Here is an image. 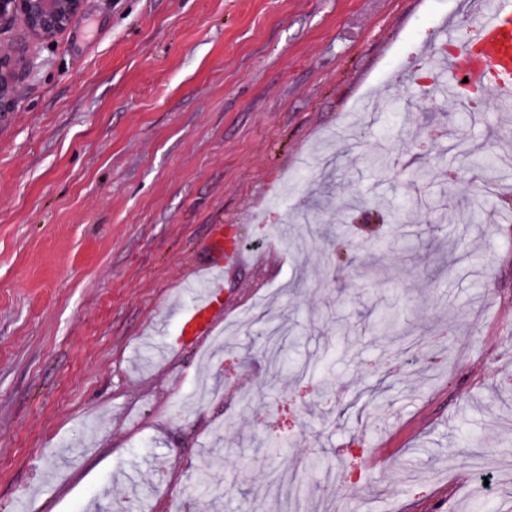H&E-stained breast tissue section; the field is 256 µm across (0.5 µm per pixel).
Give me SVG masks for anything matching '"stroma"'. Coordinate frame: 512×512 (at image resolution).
Instances as JSON below:
<instances>
[{"mask_svg":"<svg viewBox=\"0 0 512 512\" xmlns=\"http://www.w3.org/2000/svg\"><path fill=\"white\" fill-rule=\"evenodd\" d=\"M478 16L86 0L37 45L0 117V512H182L205 472L223 512H512V111L413 69ZM218 224L223 353L159 355ZM241 254L240 245H225L224 236L218 233L211 243L207 266L214 270H221L227 267L232 268L240 262Z\"/></svg>","mask_w":512,"mask_h":512,"instance_id":"1","label":"stroma"}]
</instances>
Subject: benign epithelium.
Segmentation results:
<instances>
[{"mask_svg":"<svg viewBox=\"0 0 512 512\" xmlns=\"http://www.w3.org/2000/svg\"><path fill=\"white\" fill-rule=\"evenodd\" d=\"M86 0H0V23L19 18L32 40H48L68 30L84 14ZM33 75L39 68L34 56L0 54V112H11L17 101L9 92L16 68Z\"/></svg>","mask_w":512,"mask_h":512,"instance_id":"1","label":"benign epithelium"}]
</instances>
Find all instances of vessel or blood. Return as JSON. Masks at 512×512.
I'll return each mask as SVG.
<instances>
[{
    "label": "vessel or blood",
    "mask_w": 512,
    "mask_h": 512,
    "mask_svg": "<svg viewBox=\"0 0 512 512\" xmlns=\"http://www.w3.org/2000/svg\"><path fill=\"white\" fill-rule=\"evenodd\" d=\"M471 40L479 47V54L451 53L440 62L441 69L453 77L449 96H457L465 85L481 88L490 84L500 103L511 105L512 0H482ZM241 254L240 245H225L219 236L211 243L207 265L214 270L231 268L239 263ZM232 295V289L213 288L197 298L192 308L181 314L179 334L167 341V348L193 345L209 336L227 310Z\"/></svg>",
    "instance_id": "b4317fda"
}]
</instances>
